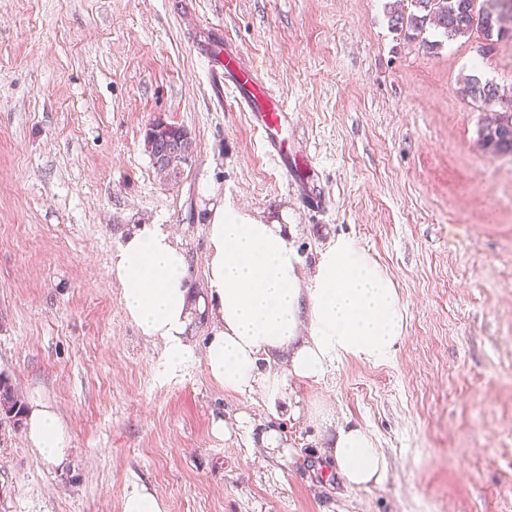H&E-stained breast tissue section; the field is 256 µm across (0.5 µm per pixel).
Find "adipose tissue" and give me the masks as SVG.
I'll return each mask as SVG.
<instances>
[{"label": "adipose tissue", "mask_w": 512, "mask_h": 512, "mask_svg": "<svg viewBox=\"0 0 512 512\" xmlns=\"http://www.w3.org/2000/svg\"><path fill=\"white\" fill-rule=\"evenodd\" d=\"M291 224L267 221L225 203L207 223L206 288L196 294L188 257L164 224H136L111 257L127 317L162 347L174 373L195 353L186 332L209 311L212 333L204 362L225 389L283 399L290 378L319 381L341 358L386 360L405 328L404 307L391 278L355 243L339 239L320 255L311 287H303L289 245ZM287 354L288 366L277 358ZM23 435L39 456L63 461L71 434L54 408L31 400ZM348 485L377 479L386 459L368 431L342 428L327 450Z\"/></svg>", "instance_id": "adipose-tissue-1"}]
</instances>
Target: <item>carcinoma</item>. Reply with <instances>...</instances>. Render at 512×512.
I'll use <instances>...</instances> for the list:
<instances>
[{
	"instance_id": "obj_1",
	"label": "carcinoma",
	"mask_w": 512,
	"mask_h": 512,
	"mask_svg": "<svg viewBox=\"0 0 512 512\" xmlns=\"http://www.w3.org/2000/svg\"><path fill=\"white\" fill-rule=\"evenodd\" d=\"M413 10L409 13L390 10L389 22L395 30L408 29L419 33L427 26L434 27L443 37L469 36L474 32L482 34L490 42L512 39V28L507 19L512 17V0H410ZM463 93L474 99L491 104L499 99L498 88L492 83H481L477 79L464 82ZM498 125L486 124L481 129V142L484 149L494 154L512 153V112L501 113L494 118ZM161 141H181L182 156L174 162L179 165L192 157L193 139L190 132L181 126L162 125L158 122L147 129ZM24 405L11 386L9 379L0 375V421L15 423L21 421Z\"/></svg>"
}]
</instances>
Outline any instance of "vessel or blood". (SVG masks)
<instances>
[{
	"label": "vessel or blood",
	"mask_w": 512,
	"mask_h": 512,
	"mask_svg": "<svg viewBox=\"0 0 512 512\" xmlns=\"http://www.w3.org/2000/svg\"><path fill=\"white\" fill-rule=\"evenodd\" d=\"M217 62L224 69L221 90L224 99L244 112L253 129L260 133L269 156L287 159L282 133L288 127L289 108L265 84L257 65L241 52L225 47Z\"/></svg>",
	"instance_id": "obj_1"
}]
</instances>
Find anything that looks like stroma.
I'll return each mask as SVG.
<instances>
[{
    "instance_id": "35a3bbf8",
    "label": "stroma",
    "mask_w": 512,
    "mask_h": 512,
    "mask_svg": "<svg viewBox=\"0 0 512 512\" xmlns=\"http://www.w3.org/2000/svg\"><path fill=\"white\" fill-rule=\"evenodd\" d=\"M389 3L0 0V374L72 434L53 464L0 423V512H123L135 486L165 512H512V155L480 140L502 103L462 92L512 98V42L396 31ZM227 40L291 106L300 183L208 74ZM159 120L193 138L175 181L146 147ZM226 201L287 214L302 281L336 238L363 248L405 306L392 356L290 382L289 414L208 378L209 320L195 362L163 372L111 254L130 225H169L204 287ZM341 427L371 434L380 482L331 473ZM463 93L474 99H480L491 104L499 99L498 88L493 83H481L477 79H466L463 86Z\"/></svg>"
}]
</instances>
